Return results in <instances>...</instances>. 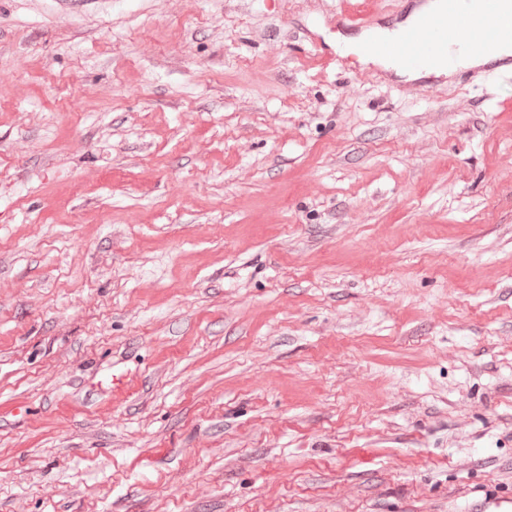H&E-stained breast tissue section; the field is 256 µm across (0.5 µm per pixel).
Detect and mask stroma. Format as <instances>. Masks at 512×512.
I'll list each match as a JSON object with an SVG mask.
<instances>
[{
	"label": "stroma",
	"mask_w": 512,
	"mask_h": 512,
	"mask_svg": "<svg viewBox=\"0 0 512 512\" xmlns=\"http://www.w3.org/2000/svg\"><path fill=\"white\" fill-rule=\"evenodd\" d=\"M340 7L0 0V512L512 499V74ZM360 0H345L346 5L337 15V24L346 26H364L369 22L370 11L361 10L358 7Z\"/></svg>",
	"instance_id": "obj_1"
}]
</instances>
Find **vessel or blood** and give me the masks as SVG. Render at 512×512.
<instances>
[{
    "label": "vessel or blood",
    "instance_id": "obj_1",
    "mask_svg": "<svg viewBox=\"0 0 512 512\" xmlns=\"http://www.w3.org/2000/svg\"><path fill=\"white\" fill-rule=\"evenodd\" d=\"M360 0H345L337 22L346 26H363L369 21ZM461 0H440L437 11L424 15L418 22L400 29L396 40L371 38L360 51L368 57L390 59L405 70H423L449 63L450 49L465 48L482 54L497 43H512V24L506 16L507 0H475L470 12H462Z\"/></svg>",
    "mask_w": 512,
    "mask_h": 512
}]
</instances>
